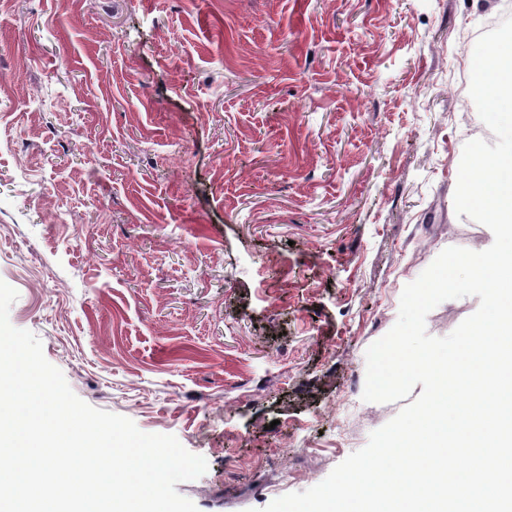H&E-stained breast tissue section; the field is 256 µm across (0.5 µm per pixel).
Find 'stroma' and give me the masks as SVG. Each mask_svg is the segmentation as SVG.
I'll use <instances>...</instances> for the list:
<instances>
[{"label": "stroma", "mask_w": 512, "mask_h": 512, "mask_svg": "<svg viewBox=\"0 0 512 512\" xmlns=\"http://www.w3.org/2000/svg\"><path fill=\"white\" fill-rule=\"evenodd\" d=\"M505 4L0 0L9 321L81 400L206 459L176 486L199 512L318 484L400 411L349 384L407 284L493 243L454 209L481 123L459 87Z\"/></svg>", "instance_id": "obj_1"}]
</instances>
